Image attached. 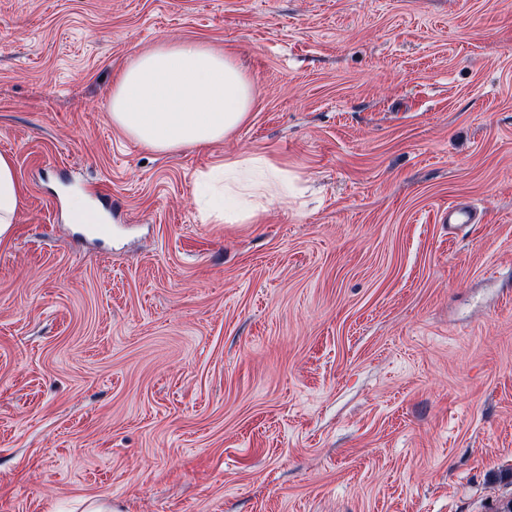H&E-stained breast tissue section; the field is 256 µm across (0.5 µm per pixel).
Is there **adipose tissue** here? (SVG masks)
Segmentation results:
<instances>
[{
    "mask_svg": "<svg viewBox=\"0 0 512 512\" xmlns=\"http://www.w3.org/2000/svg\"><path fill=\"white\" fill-rule=\"evenodd\" d=\"M252 85L235 61L203 44L167 42L132 57L112 89L115 126L145 147L172 151L224 140L247 119ZM21 208L13 158L0 153V237Z\"/></svg>",
    "mask_w": 512,
    "mask_h": 512,
    "instance_id": "adipose-tissue-1",
    "label": "adipose tissue"
}]
</instances>
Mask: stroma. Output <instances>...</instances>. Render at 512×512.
<instances>
[{
  "mask_svg": "<svg viewBox=\"0 0 512 512\" xmlns=\"http://www.w3.org/2000/svg\"><path fill=\"white\" fill-rule=\"evenodd\" d=\"M164 40L244 68L223 141L113 125ZM2 151L0 512L512 501V0H0ZM250 156L287 198L205 221L200 177ZM21 188L13 158L0 153V238L7 234L21 208ZM476 209L471 205L449 206L448 211L442 216V222L448 223L451 229L476 224Z\"/></svg>",
  "mask_w": 512,
  "mask_h": 512,
  "instance_id": "obj_1",
  "label": "stroma"
}]
</instances>
